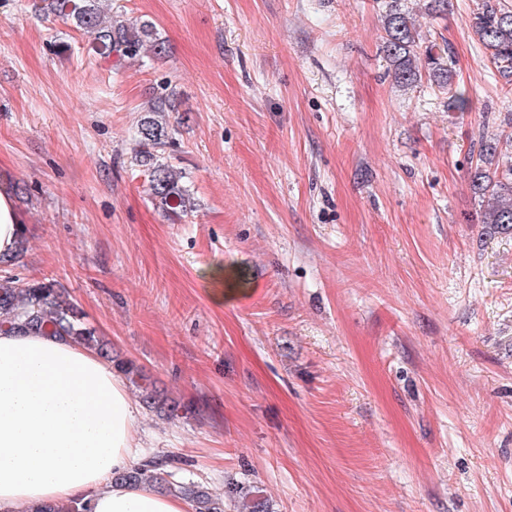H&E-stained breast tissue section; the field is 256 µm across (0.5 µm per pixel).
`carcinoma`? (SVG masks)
Here are the masks:
<instances>
[{"instance_id": "obj_1", "label": "carcinoma", "mask_w": 512, "mask_h": 512, "mask_svg": "<svg viewBox=\"0 0 512 512\" xmlns=\"http://www.w3.org/2000/svg\"><path fill=\"white\" fill-rule=\"evenodd\" d=\"M102 0H48L47 11L95 35L96 49L103 58H135L144 47L155 56L165 53L163 43L156 38L151 23L113 18L106 22L100 9ZM473 29L478 40L489 52L490 59L504 78L512 76V8L501 0H481L473 17ZM384 52L389 73L402 87L423 80L448 93V107L462 110L464 94L453 89V74L445 60L446 49L435 45L422 46L420 35L408 15L390 0L384 16ZM424 55V69H419L418 55ZM179 98L175 90L150 101L137 127L139 150L135 160L148 171V192L164 209L191 208L183 172L167 161V150L176 145L175 130L169 126V113L178 111ZM498 146L491 140H481L479 162L471 181L473 192L490 204L484 223L512 229V165L505 167L501 178L487 175L482 165L492 163ZM0 333H23L40 336H65L73 342L94 350L139 391V398L150 410L168 419H177L188 411L169 393L158 387L143 370L131 361L113 355L111 346L84 321L80 306L69 299L55 281H23L19 277L0 276ZM121 480L132 485L146 484L161 494L190 500L195 512H225V502L233 503L237 512H267L265 499L259 494L238 488L227 491V498L218 497L204 485L179 478L164 464L151 460L122 475Z\"/></svg>"}]
</instances>
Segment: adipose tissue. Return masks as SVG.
I'll use <instances>...</instances> for the list:
<instances>
[{
	"label": "adipose tissue",
	"instance_id": "1",
	"mask_svg": "<svg viewBox=\"0 0 512 512\" xmlns=\"http://www.w3.org/2000/svg\"><path fill=\"white\" fill-rule=\"evenodd\" d=\"M143 461L138 410L96 352L0 333V512L79 498L92 512H194L183 498L119 482Z\"/></svg>",
	"mask_w": 512,
	"mask_h": 512
}]
</instances>
